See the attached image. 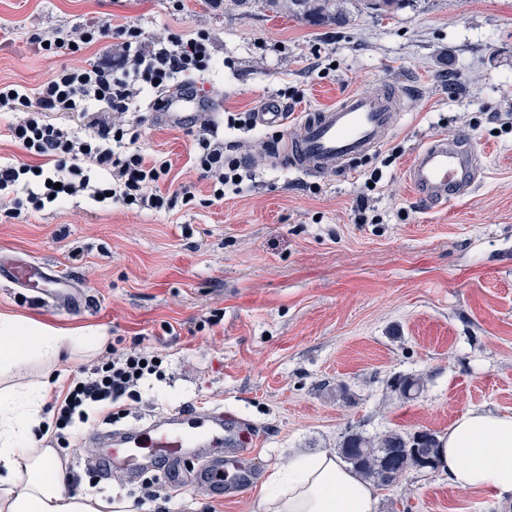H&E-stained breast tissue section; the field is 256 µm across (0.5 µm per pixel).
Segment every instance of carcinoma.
<instances>
[{"label": "carcinoma", "mask_w": 512, "mask_h": 512, "mask_svg": "<svg viewBox=\"0 0 512 512\" xmlns=\"http://www.w3.org/2000/svg\"><path fill=\"white\" fill-rule=\"evenodd\" d=\"M272 7H282L301 17H320L336 21V0H267ZM390 388L409 399L420 390V381L396 376ZM439 442L428 431L410 436L391 433L377 440L361 432L348 431L340 444L339 454L360 476L379 486H388L402 478L412 468L434 467Z\"/></svg>", "instance_id": "cac0c4a2"}]
</instances>
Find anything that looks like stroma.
<instances>
[{"mask_svg":"<svg viewBox=\"0 0 512 512\" xmlns=\"http://www.w3.org/2000/svg\"><path fill=\"white\" fill-rule=\"evenodd\" d=\"M325 23L266 0H0V83L37 91L57 68L94 58L45 55L28 37L89 20L135 25L146 41L210 35L213 69L192 77L227 112L298 90L281 139L305 112L347 92L407 89L377 151L329 177L255 152L271 129H228L246 166L239 193L210 201L190 166L187 123H162L135 99L145 152L170 160L163 189L196 204L136 212L74 199L0 223V258L27 255L91 300L55 311L0 280V311L53 327L103 328L164 359L117 428L192 405L219 406L258 431V480L240 496L190 486L170 512H262L263 484L298 453L336 452L347 428L443 435L472 409L512 414V0H338ZM471 139L475 190L444 207L415 198L407 169L437 135ZM368 223L354 214L366 178ZM414 375L416 398L387 382ZM378 512H512L511 500L412 469L376 487Z\"/></svg>","mask_w":512,"mask_h":512,"instance_id":"obj_1","label":"stroma"}]
</instances>
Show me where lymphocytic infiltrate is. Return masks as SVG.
I'll return each instance as SVG.
<instances>
[{
    "label": "lymphocytic infiltrate",
    "mask_w": 512,
    "mask_h": 512,
    "mask_svg": "<svg viewBox=\"0 0 512 512\" xmlns=\"http://www.w3.org/2000/svg\"><path fill=\"white\" fill-rule=\"evenodd\" d=\"M134 25L88 22L50 36L33 34L31 41L48 53L76 54L112 40L109 53L77 66H62L30 93L18 84L0 85V109L15 119L8 138L26 160L0 164V196L14 195L6 216L27 208L39 212L78 196L110 201L139 211L173 209L175 201L190 203L192 195L162 193L159 183L171 170L169 161L147 157L139 144V120L130 118L132 100L155 87H171L182 77L209 70L213 63L210 36L176 33L144 46ZM190 161L209 181L211 196L223 200L238 191L241 163L224 148V139L208 113L198 115ZM161 357L131 347L112 348L72 378L63 400L55 402L54 436L65 442L73 429L95 413L107 419L125 415L140 399L141 387L161 377Z\"/></svg>",
    "instance_id": "f902f5d3"
}]
</instances>
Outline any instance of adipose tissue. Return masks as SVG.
Instances as JSON below:
<instances>
[{
  "instance_id": "adipose-tissue-1",
  "label": "adipose tissue",
  "mask_w": 512,
  "mask_h": 512,
  "mask_svg": "<svg viewBox=\"0 0 512 512\" xmlns=\"http://www.w3.org/2000/svg\"><path fill=\"white\" fill-rule=\"evenodd\" d=\"M108 342L105 332L56 328L0 311V512H99L86 495L60 484L62 463L42 447L46 399L60 380L18 386L12 378L32 365L54 363L62 352L90 356ZM436 467L463 489L512 498V414L472 409L440 438ZM263 512H377L372 485L335 455L297 456L274 472L262 496Z\"/></svg>"
}]
</instances>
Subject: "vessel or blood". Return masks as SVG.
<instances>
[{"mask_svg": "<svg viewBox=\"0 0 512 512\" xmlns=\"http://www.w3.org/2000/svg\"><path fill=\"white\" fill-rule=\"evenodd\" d=\"M399 96V89L389 86L370 94L349 93L334 106L306 114L297 135L285 147L275 148L274 154L303 175H334L388 140L396 125ZM220 107L216 96L201 97L180 87L166 94L156 117L176 123L189 113L216 112ZM407 178L417 198L425 202H445L471 193L478 168L470 140L444 135L429 139L417 151ZM0 280L64 309L79 301L76 294L59 287L52 271L30 258L1 261ZM253 440V433L223 408H187L113 432L112 445L103 455L128 479L162 466L172 485L218 486L226 497L234 498L251 477L247 461ZM188 463L193 466L189 472L184 469Z\"/></svg>", "mask_w": 512, "mask_h": 512, "instance_id": "obj_1", "label": "vessel or blood"}]
</instances>
